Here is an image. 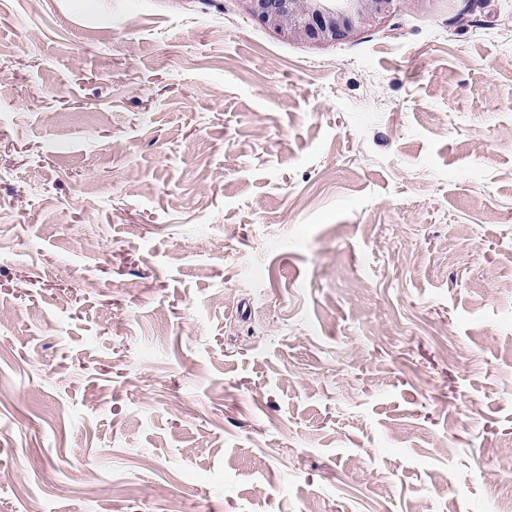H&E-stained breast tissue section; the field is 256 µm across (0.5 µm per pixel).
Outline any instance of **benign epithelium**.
I'll list each match as a JSON object with an SVG mask.
<instances>
[{
    "instance_id": "obj_1",
    "label": "benign epithelium",
    "mask_w": 512,
    "mask_h": 512,
    "mask_svg": "<svg viewBox=\"0 0 512 512\" xmlns=\"http://www.w3.org/2000/svg\"><path fill=\"white\" fill-rule=\"evenodd\" d=\"M271 32L315 43H340L390 13L398 0H239Z\"/></svg>"
}]
</instances>
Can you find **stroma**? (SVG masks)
I'll return each mask as SVG.
<instances>
[{
  "label": "stroma",
  "mask_w": 512,
  "mask_h": 512,
  "mask_svg": "<svg viewBox=\"0 0 512 512\" xmlns=\"http://www.w3.org/2000/svg\"><path fill=\"white\" fill-rule=\"evenodd\" d=\"M510 500L512 0H0V512ZM271 32L315 43H340L390 13L398 0H239Z\"/></svg>",
  "instance_id": "stroma-1"
}]
</instances>
